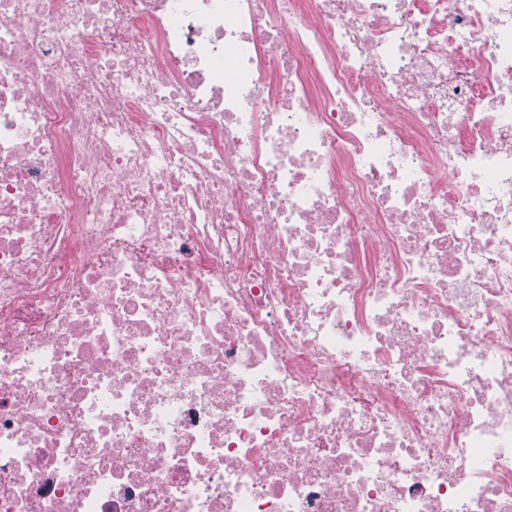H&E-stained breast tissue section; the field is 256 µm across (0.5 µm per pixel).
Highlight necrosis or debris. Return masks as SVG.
<instances>
[{"label": "necrosis or debris", "instance_id": "necrosis-or-debris-1", "mask_svg": "<svg viewBox=\"0 0 512 512\" xmlns=\"http://www.w3.org/2000/svg\"><path fill=\"white\" fill-rule=\"evenodd\" d=\"M0 512H512V0H0Z\"/></svg>", "mask_w": 512, "mask_h": 512}]
</instances>
